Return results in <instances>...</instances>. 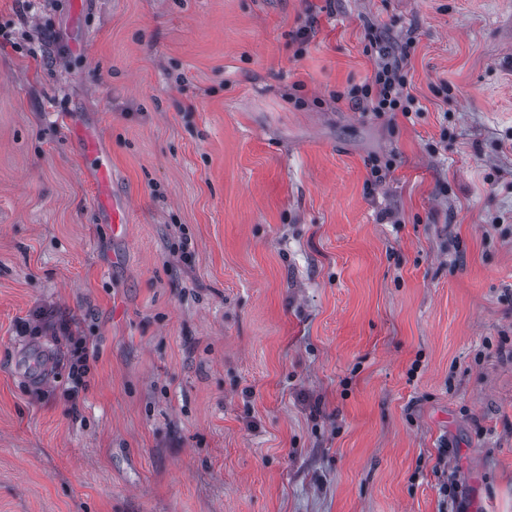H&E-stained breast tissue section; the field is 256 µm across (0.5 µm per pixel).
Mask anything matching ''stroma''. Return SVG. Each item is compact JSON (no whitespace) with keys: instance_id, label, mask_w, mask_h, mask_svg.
I'll list each match as a JSON object with an SVG mask.
<instances>
[{"instance_id":"1","label":"stroma","mask_w":512,"mask_h":512,"mask_svg":"<svg viewBox=\"0 0 512 512\" xmlns=\"http://www.w3.org/2000/svg\"><path fill=\"white\" fill-rule=\"evenodd\" d=\"M69 12L0 0V512H441L442 448L512 512V0ZM373 29L414 39L410 116L348 96ZM61 320L98 353L74 408ZM71 133L78 153L93 161L86 170V174L89 182L98 190L94 205L106 224H112V232L118 233L126 224L124 221L126 209L111 199L112 167L106 154L100 149V139L96 132L86 130L85 125L79 121H72Z\"/></svg>"}]
</instances>
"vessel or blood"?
Wrapping results in <instances>:
<instances>
[{"instance_id":"vessel-or-blood-1","label":"vessel or blood","mask_w":512,"mask_h":512,"mask_svg":"<svg viewBox=\"0 0 512 512\" xmlns=\"http://www.w3.org/2000/svg\"><path fill=\"white\" fill-rule=\"evenodd\" d=\"M71 133L79 154L91 162L86 174L89 182L97 190L94 205L105 222L111 224L113 231H120L125 224V210L110 196L112 168L100 148L98 135L87 130L84 124L78 121L72 122Z\"/></svg>"}]
</instances>
